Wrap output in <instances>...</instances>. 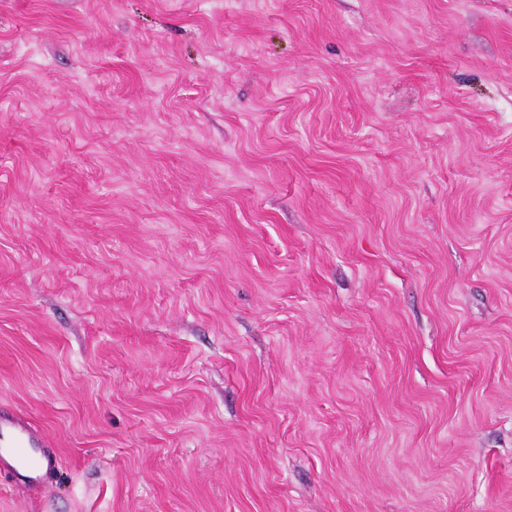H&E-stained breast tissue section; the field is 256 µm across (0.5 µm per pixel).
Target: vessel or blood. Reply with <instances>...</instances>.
I'll return each mask as SVG.
<instances>
[{
    "label": "vessel or blood",
    "instance_id": "obj_1",
    "mask_svg": "<svg viewBox=\"0 0 512 512\" xmlns=\"http://www.w3.org/2000/svg\"><path fill=\"white\" fill-rule=\"evenodd\" d=\"M48 446L45 434L23 413L0 411V472L41 489L51 470Z\"/></svg>",
    "mask_w": 512,
    "mask_h": 512
}]
</instances>
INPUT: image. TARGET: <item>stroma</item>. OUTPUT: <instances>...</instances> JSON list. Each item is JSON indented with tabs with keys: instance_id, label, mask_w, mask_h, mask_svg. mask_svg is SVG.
I'll use <instances>...</instances> for the list:
<instances>
[{
	"instance_id": "obj_1",
	"label": "stroma",
	"mask_w": 512,
	"mask_h": 512,
	"mask_svg": "<svg viewBox=\"0 0 512 512\" xmlns=\"http://www.w3.org/2000/svg\"><path fill=\"white\" fill-rule=\"evenodd\" d=\"M0 512H512V0H0ZM45 434L18 411H0V472H7L33 490L41 489L51 470Z\"/></svg>"
}]
</instances>
